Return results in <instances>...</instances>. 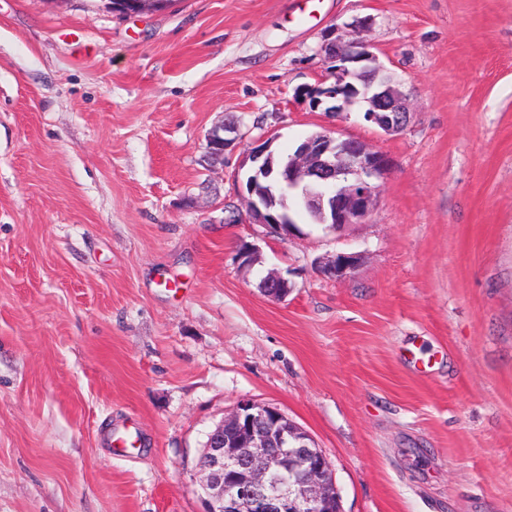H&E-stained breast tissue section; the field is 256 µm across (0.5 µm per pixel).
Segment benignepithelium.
Instances as JSON below:
<instances>
[{
  "label": "benign epithelium",
  "instance_id": "obj_1",
  "mask_svg": "<svg viewBox=\"0 0 512 512\" xmlns=\"http://www.w3.org/2000/svg\"><path fill=\"white\" fill-rule=\"evenodd\" d=\"M369 16L345 24L348 39L329 40L322 47L324 75L303 96L314 108L340 113L360 100L364 119L386 132L403 130L409 119L407 95L395 75L380 64L364 34ZM238 125L221 122L206 138V160L224 164L226 151L235 147ZM270 136L249 154L248 218L280 236L292 225L288 207L274 209L275 192L299 190L300 201L317 215V223L331 228L358 224L366 218L377 196L378 181L389 168L388 157L353 139L328 131L304 141L282 163L278 174L268 163ZM259 250L244 243L239 265L258 262ZM358 257L338 253L321 261L318 271L331 280L348 277ZM289 282L273 274L263 281V293L276 300L288 296ZM197 467L202 474L204 512H341L331 466L320 448L278 409L244 401L208 435Z\"/></svg>",
  "mask_w": 512,
  "mask_h": 512
}]
</instances>
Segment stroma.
<instances>
[{
	"label": "stroma",
	"mask_w": 512,
	"mask_h": 512,
	"mask_svg": "<svg viewBox=\"0 0 512 512\" xmlns=\"http://www.w3.org/2000/svg\"><path fill=\"white\" fill-rule=\"evenodd\" d=\"M367 15L400 132L301 95ZM326 129L390 160L367 220L245 222L256 142ZM245 399L311 435L342 512H512V0H0V512H203ZM238 125L235 122H224L213 126L206 138V160L209 166L222 165L226 151L232 150L238 137ZM358 257L353 254L339 253L326 261H320L318 271L331 280H342L348 277L356 267Z\"/></svg>",
	"instance_id": "1"
}]
</instances>
